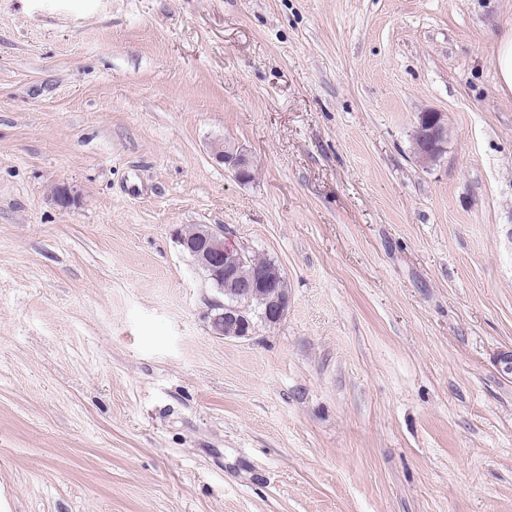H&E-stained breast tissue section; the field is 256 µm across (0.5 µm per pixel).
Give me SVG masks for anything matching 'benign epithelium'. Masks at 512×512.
Returning a JSON list of instances; mask_svg holds the SVG:
<instances>
[{
	"instance_id": "obj_1",
	"label": "benign epithelium",
	"mask_w": 512,
	"mask_h": 512,
	"mask_svg": "<svg viewBox=\"0 0 512 512\" xmlns=\"http://www.w3.org/2000/svg\"><path fill=\"white\" fill-rule=\"evenodd\" d=\"M424 117L425 120L416 128V137L420 152L429 160L443 147L448 130L441 114L428 110ZM214 153L235 171L239 179H244L252 163L247 150L219 143L214 146ZM176 243L183 252L194 257L199 269L209 273L218 290L229 288L241 299L249 297L257 288H265L269 299L266 320L276 325L285 318L289 295L281 288L284 276L278 265L271 262L259 269L251 279L238 280L235 269L243 260L242 251L224 241L222 229L207 224L199 226L191 237L177 234ZM213 310L211 327L214 335L225 339H243L250 335L252 325L240 308L219 303L213 306Z\"/></svg>"
}]
</instances>
